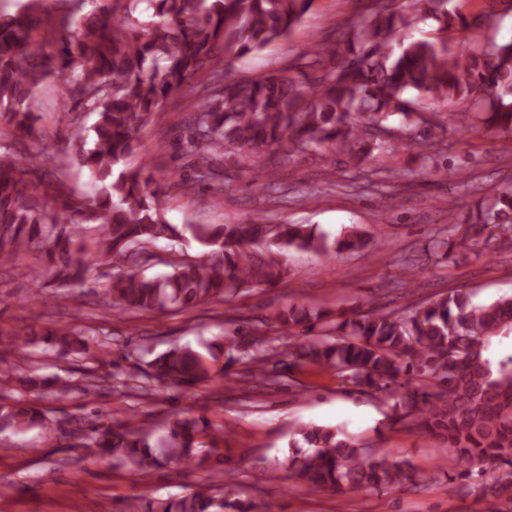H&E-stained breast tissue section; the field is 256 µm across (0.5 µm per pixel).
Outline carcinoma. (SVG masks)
<instances>
[{
	"label": "carcinoma",
	"mask_w": 512,
	"mask_h": 512,
	"mask_svg": "<svg viewBox=\"0 0 512 512\" xmlns=\"http://www.w3.org/2000/svg\"><path fill=\"white\" fill-rule=\"evenodd\" d=\"M25 0L14 14L0 10V266L37 251L42 269L69 287L90 281L108 266L111 306L154 311L191 308L224 299L245 286L270 283L273 266L243 247L294 248L317 255L364 250L368 240L353 229L331 240L309 224H269L256 215L244 224H187L206 258L185 257L162 277L130 270L151 261L149 247L179 237L168 223L157 194H149L143 168H116L138 150V128L159 123L165 103L189 88L195 99L180 115L181 149L193 158V175L183 176L185 193L214 179L224 157L245 162L253 179L267 177L260 149L287 147L286 160L339 150L352 167L387 146L412 147L434 160L442 150V112L419 107L423 96L450 105L488 107L480 119L512 135V40L491 41L468 53L454 50L452 33L483 28L492 5L471 19L448 8L450 0H411L414 13L435 21L437 37L404 42L411 16L396 0H372V12L351 36L324 56L313 44L301 77L282 69L249 80H227L221 66L258 53L288 36L313 0ZM49 77L73 103V152L62 156L31 151L38 137V90ZM95 116L90 127L83 119ZM402 126L392 127L394 116ZM89 175L88 191L67 186L73 161ZM480 226L512 229V189L501 191L480 213ZM477 225H462L448 207V236L459 246L477 244ZM275 320L304 335L297 355L332 369L357 392L390 403V426H415L444 441L441 464L422 473L390 459L385 448H369L342 429L302 424L293 446L308 451L289 461L292 477L316 490L381 491L436 481H482L470 491L488 512L512 506V297L478 305L450 289L425 305L401 313L361 312L324 324L313 333L312 316L290 307ZM226 328L206 346L172 348L147 363L143 376L185 393L210 379L209 361L235 362V336ZM85 332L62 333L61 354L88 356ZM404 381H399L400 376ZM54 427L43 412L16 400L0 405V433ZM207 418L176 419L167 443L156 450L141 428L127 420L110 425L98 412L76 419L70 434L86 448L116 454L133 470L159 458L195 461L208 435ZM201 485L178 499L129 512H253L255 506L228 489Z\"/></svg>",
	"instance_id": "1"
}]
</instances>
